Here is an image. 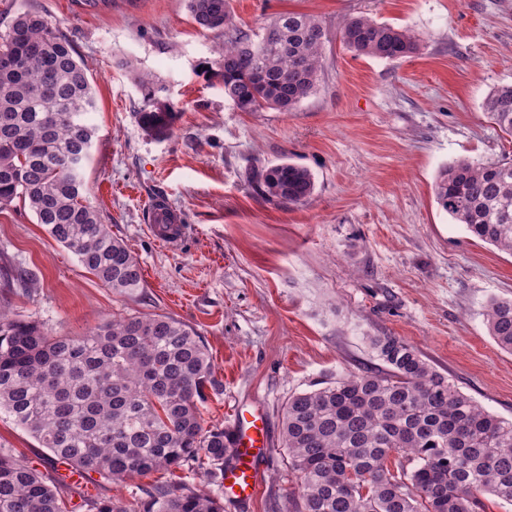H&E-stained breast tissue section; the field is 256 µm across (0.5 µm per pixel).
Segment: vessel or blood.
I'll return each instance as SVG.
<instances>
[{"mask_svg": "<svg viewBox=\"0 0 512 512\" xmlns=\"http://www.w3.org/2000/svg\"><path fill=\"white\" fill-rule=\"evenodd\" d=\"M162 211H151L148 219L151 229L159 241L173 243L181 240L186 234L182 224H167L163 221ZM264 416L262 411L253 410L251 415L234 414L228 431L240 455L238 465L229 470L224 477V485L232 491L231 498L237 502L252 499L258 487L259 477L256 461L269 451L264 435Z\"/></svg>", "mask_w": 512, "mask_h": 512, "instance_id": "obj_1", "label": "vessel or blood"}]
</instances>
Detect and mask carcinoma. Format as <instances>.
<instances>
[{
  "label": "carcinoma",
  "mask_w": 512,
  "mask_h": 512,
  "mask_svg": "<svg viewBox=\"0 0 512 512\" xmlns=\"http://www.w3.org/2000/svg\"><path fill=\"white\" fill-rule=\"evenodd\" d=\"M200 29L224 36L208 66L224 98L242 112L289 110L315 89L326 31L314 16L281 13L251 35L226 0H188ZM343 45L358 56L401 59L420 51L410 31L368 17L346 20ZM141 125L169 137L177 118L165 87L134 76ZM483 108L512 133V85ZM96 97L73 40L39 11L0 32V205L28 204L37 223L118 295L144 287L140 262L112 236L87 197L83 168L95 137ZM262 194L298 204L313 192L310 171L283 162L255 170ZM439 208L472 236L512 256V160L461 159L444 167ZM489 335L512 353V298L485 309ZM385 368L341 375L290 396L283 447L297 474L294 512H484L490 494L512 504V422L485 410L408 343L373 340ZM220 391L207 349L183 322L126 315L82 335L51 336L0 307V410L79 473L122 481L190 465L224 486L237 459L229 432L203 427L205 389ZM396 458V469L389 467ZM94 512H224L204 488L158 483L134 505L87 500ZM0 512H69L57 482L0 453Z\"/></svg>",
  "instance_id": "1"
}]
</instances>
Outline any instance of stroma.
Wrapping results in <instances>:
<instances>
[{
	"mask_svg": "<svg viewBox=\"0 0 512 512\" xmlns=\"http://www.w3.org/2000/svg\"><path fill=\"white\" fill-rule=\"evenodd\" d=\"M254 33L278 14L317 16L327 31L314 92L287 111L242 112L205 74L221 36L201 30L186 0H0V31L38 10L71 37L93 84L97 131L83 176L113 237L138 258L144 286H103L22 202L0 207V305L51 335H79L115 314H163L201 337L224 389L202 404L205 426L234 409L263 410L270 443L251 502L224 512H289L297 487L283 448V406L346 373L381 369L374 338L413 346L487 411L512 421V354L489 335L492 298H512V256L474 238L435 201L440 171L459 159L512 157V135L486 114L512 83V0H227ZM364 15L408 29L409 58L355 55L339 26ZM163 83L180 112L150 136L132 72ZM290 161L315 188L289 205L255 191L251 171ZM189 235L173 249L149 229L154 200ZM0 451L49 479L50 452L0 414ZM203 478L182 466L123 482L88 472L62 492L131 504L152 485Z\"/></svg>",
	"mask_w": 512,
	"mask_h": 512,
	"instance_id": "35a3bbf8",
	"label": "stroma"
}]
</instances>
